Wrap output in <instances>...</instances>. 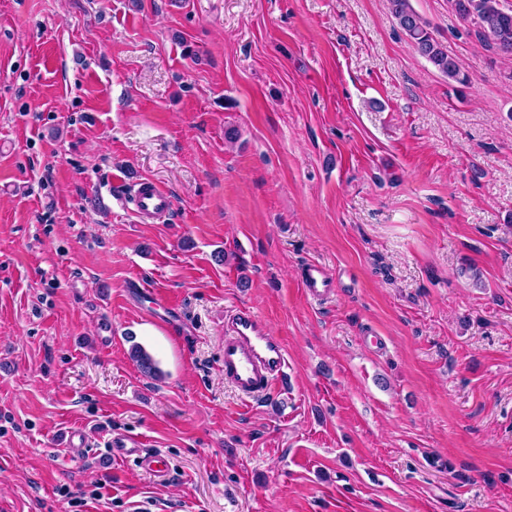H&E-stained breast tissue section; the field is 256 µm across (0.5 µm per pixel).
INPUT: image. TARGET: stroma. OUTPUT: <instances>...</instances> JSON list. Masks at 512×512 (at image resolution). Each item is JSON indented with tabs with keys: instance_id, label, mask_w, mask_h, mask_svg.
Returning a JSON list of instances; mask_svg holds the SVG:
<instances>
[{
	"instance_id": "1",
	"label": "stroma",
	"mask_w": 512,
	"mask_h": 512,
	"mask_svg": "<svg viewBox=\"0 0 512 512\" xmlns=\"http://www.w3.org/2000/svg\"><path fill=\"white\" fill-rule=\"evenodd\" d=\"M411 6L468 84L388 0H0V512H512V56ZM243 306L287 358L251 403ZM389 3L392 16L416 50L448 79L461 84L466 83L467 77H460L461 68L458 62L448 55L447 48L432 36L427 22L414 11L410 0H389ZM136 186L135 206L142 218L164 214L172 208V196L157 183L147 179ZM301 285L306 294L313 299H321L334 293L336 285L324 267L319 263H308L301 274ZM283 344L270 334L256 312L233 310L224 331V378L243 398L265 396L286 374ZM108 453L114 460L134 459L139 467L150 472L159 480H167L171 468L167 458L158 452L148 451L143 439L131 435H111L106 441Z\"/></svg>"
}]
</instances>
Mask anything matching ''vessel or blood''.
<instances>
[{"label": "vessel or blood", "instance_id": "vessel-or-blood-1", "mask_svg": "<svg viewBox=\"0 0 512 512\" xmlns=\"http://www.w3.org/2000/svg\"><path fill=\"white\" fill-rule=\"evenodd\" d=\"M134 197L144 218L166 213L172 207L170 193L149 179L138 183ZM301 285L314 299L329 296L336 288L323 266L313 262L304 267ZM286 367L281 341L266 330L257 313L247 307L233 310L224 331V378L238 394L244 398L270 394L284 378ZM106 446L112 459L135 460L141 469L161 480L171 475L167 458L147 450L141 437L117 434L108 438Z\"/></svg>", "mask_w": 512, "mask_h": 512}]
</instances>
